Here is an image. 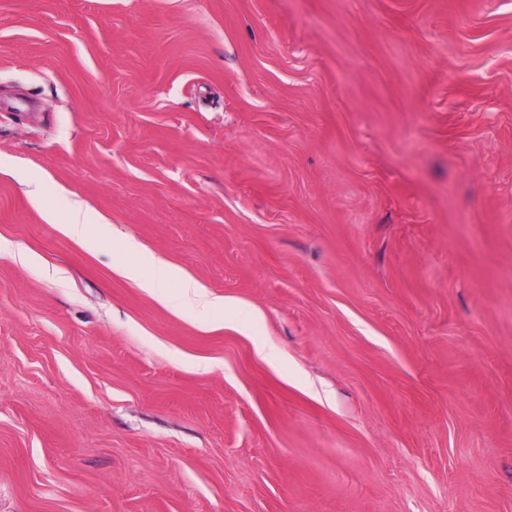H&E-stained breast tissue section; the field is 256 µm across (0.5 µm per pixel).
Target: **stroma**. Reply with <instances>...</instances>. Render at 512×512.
Returning a JSON list of instances; mask_svg holds the SVG:
<instances>
[{
  "mask_svg": "<svg viewBox=\"0 0 512 512\" xmlns=\"http://www.w3.org/2000/svg\"><path fill=\"white\" fill-rule=\"evenodd\" d=\"M4 162L0 512H512V0H0ZM96 224H106L103 218H93L90 214L81 215L80 213L72 217L67 224H63L62 229L70 236L93 240V228ZM121 253L124 257L122 270L129 278L138 279L140 268L145 263L153 267V278L147 284V288H169L172 283H179L185 294L198 299L205 310L224 305L223 299H209L202 286L190 279L182 278L176 269L156 260L134 241H123Z\"/></svg>",
  "mask_w": 512,
  "mask_h": 512,
  "instance_id": "stroma-1",
  "label": "stroma"
}]
</instances>
